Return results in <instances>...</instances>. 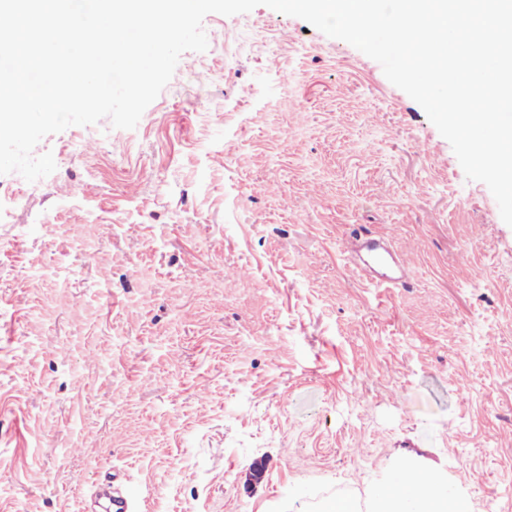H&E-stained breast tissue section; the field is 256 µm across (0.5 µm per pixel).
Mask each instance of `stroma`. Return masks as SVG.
I'll return each mask as SVG.
<instances>
[{"mask_svg":"<svg viewBox=\"0 0 512 512\" xmlns=\"http://www.w3.org/2000/svg\"><path fill=\"white\" fill-rule=\"evenodd\" d=\"M131 130L0 175V512H370L394 465L512 512V227L381 65L260 5ZM207 73L199 81L198 73ZM408 267L361 277L353 229ZM113 482L114 479L106 478L98 487V494L108 499L105 512H127L128 502Z\"/></svg>","mask_w":512,"mask_h":512,"instance_id":"1","label":"stroma"}]
</instances>
